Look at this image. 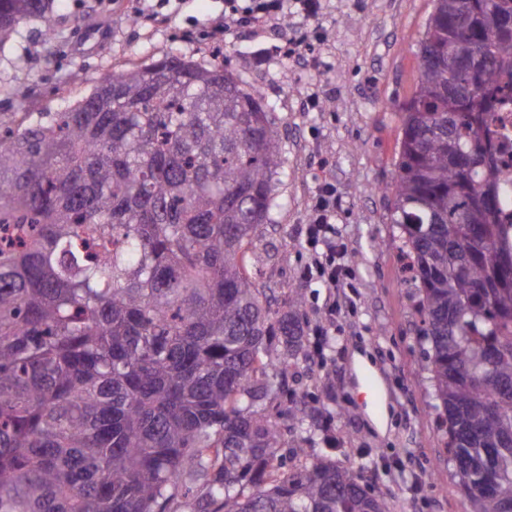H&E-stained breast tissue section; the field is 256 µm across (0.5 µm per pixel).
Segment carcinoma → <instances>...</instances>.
<instances>
[{
  "mask_svg": "<svg viewBox=\"0 0 512 512\" xmlns=\"http://www.w3.org/2000/svg\"><path fill=\"white\" fill-rule=\"evenodd\" d=\"M433 2L390 223L467 512H512V241L480 134L512 94V0ZM52 10L0 0V49ZM277 121L224 63L173 58L0 128V512H390L360 465H291L258 409L310 349L300 299L274 310L248 270Z\"/></svg>",
  "mask_w": 512,
  "mask_h": 512,
  "instance_id": "obj_1",
  "label": "carcinoma"
}]
</instances>
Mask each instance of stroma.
<instances>
[{
  "mask_svg": "<svg viewBox=\"0 0 512 512\" xmlns=\"http://www.w3.org/2000/svg\"><path fill=\"white\" fill-rule=\"evenodd\" d=\"M433 0H323L321 39L305 61L264 55L271 27L224 22V0H55L53 34L31 22L0 49V123L20 112H59L113 71L167 57L224 68L274 106L284 169L278 206L251 245V274L276 306L302 299L306 336L330 345L292 364L287 391L268 400L280 428L302 411L305 464L364 463L362 478L392 512H466L437 423L425 354L413 330V288L391 232V184L401 106L413 94L418 43ZM334 188L336 234L348 245V307L329 319L328 289L301 279L311 254L297 237L317 187ZM382 391L374 405L368 383Z\"/></svg>",
  "mask_w": 512,
  "mask_h": 512,
  "instance_id": "stroma-1",
  "label": "stroma"
}]
</instances>
